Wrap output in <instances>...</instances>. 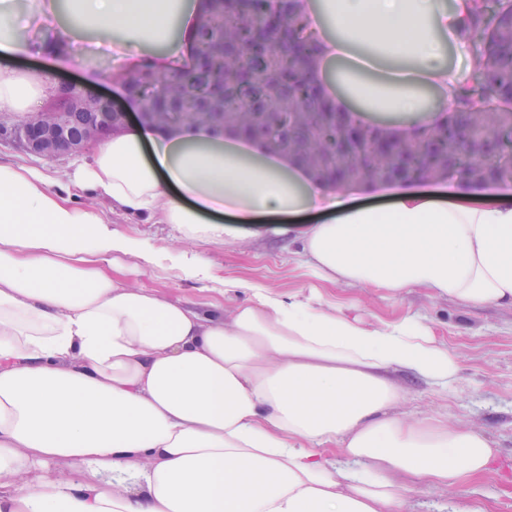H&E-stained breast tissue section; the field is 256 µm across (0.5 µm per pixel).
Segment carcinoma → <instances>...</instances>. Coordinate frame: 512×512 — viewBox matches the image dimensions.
Returning <instances> with one entry per match:
<instances>
[{
  "label": "carcinoma",
  "mask_w": 512,
  "mask_h": 512,
  "mask_svg": "<svg viewBox=\"0 0 512 512\" xmlns=\"http://www.w3.org/2000/svg\"><path fill=\"white\" fill-rule=\"evenodd\" d=\"M474 6V41L488 64L474 83L465 86L468 96L459 112L448 114L442 124L426 133V153L398 145L389 159L356 170L363 181L399 173L403 155L413 161L424 158L428 170L445 164L441 150L460 124L469 132V138L458 140L460 155H467L469 142L475 140L490 141L497 151L496 156L479 164H465L468 178L476 182L512 179V0H474ZM210 13L209 25L197 36V70L189 69L170 79L147 69L135 80L145 107L152 112L167 111L163 101L156 98L159 91L181 98L189 112L193 99L222 87L224 100L213 111L228 114L229 123L246 128L251 123L249 113L274 112L282 117L292 143L318 176L328 180L343 176L336 172V165L350 164L343 139L346 126L334 118L310 131V113L324 103V98L317 86L294 80L297 63L288 60L290 46L302 48L306 63L314 52L303 20L291 9V0H252L246 10L238 9L234 0H213ZM249 70L262 72L263 81L247 80ZM360 131V145L390 141L380 125Z\"/></svg>",
  "instance_id": "carcinoma-1"
}]
</instances>
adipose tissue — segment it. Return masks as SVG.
Returning a JSON list of instances; mask_svg holds the SVG:
<instances>
[{"label":"adipose tissue","mask_w":512,"mask_h":512,"mask_svg":"<svg viewBox=\"0 0 512 512\" xmlns=\"http://www.w3.org/2000/svg\"><path fill=\"white\" fill-rule=\"evenodd\" d=\"M473 0H293L316 51L307 78L357 125L411 139L459 106L449 51L468 52ZM69 21L50 45L19 12ZM200 9L186 0H0V55L61 49L93 30L127 71L188 65ZM46 81L0 73V112L39 111ZM342 185L287 152L211 128L132 124L66 179L0 160V512H399L409 484L487 477L479 431L401 411L410 373L450 384L459 360L406 317L371 324L318 291L228 281L231 310L129 280L165 269L203 280L186 251L113 229L82 195L184 240L234 242L246 225L310 211L294 239L330 284L391 297L425 289L512 308V182ZM501 197L476 205L488 191ZM65 465L71 476L50 477Z\"/></svg>","instance_id":"obj_1"}]
</instances>
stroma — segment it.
Returning a JSON list of instances; mask_svg holds the SVG:
<instances>
[{"instance_id": "stroma-1", "label": "stroma", "mask_w": 512, "mask_h": 512, "mask_svg": "<svg viewBox=\"0 0 512 512\" xmlns=\"http://www.w3.org/2000/svg\"><path fill=\"white\" fill-rule=\"evenodd\" d=\"M120 64V59L109 52L64 66L58 65L52 55L41 54L17 60L0 58V71L38 67L47 83L55 85L61 81L83 83L87 69H94L100 76L95 92L109 96L132 124L139 117L130 94L108 78ZM111 219L113 227L147 244H180L173 225L142 224L119 213H112ZM191 249L212 274L209 288H202L197 281L171 278L162 271L141 277V284L203 307L223 303L218 287L227 279L256 282L280 291L316 288L330 302L352 307L355 314L371 323L411 316L426 324L460 355L458 381L447 389L402 376L400 382L406 390L402 411L417 420L439 416L481 431L492 441L496 459L493 473L479 483H465L455 490L423 483L412 486L405 495L402 512H448L449 500L462 499L471 491L485 500L488 512H512L511 309L461 307L417 290L394 299L382 291L325 283L307 266L296 242L279 224L257 225L254 236L232 244L195 243Z\"/></svg>"}]
</instances>
